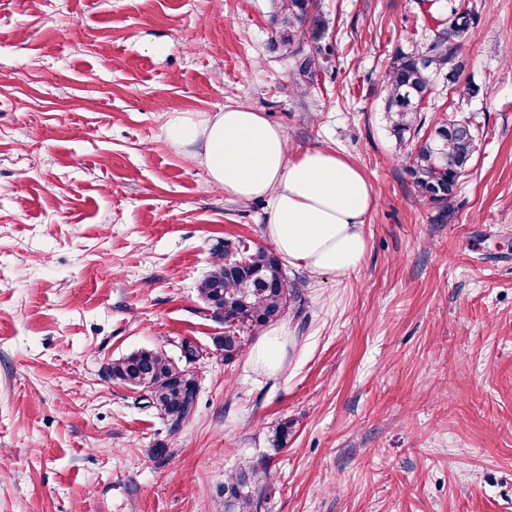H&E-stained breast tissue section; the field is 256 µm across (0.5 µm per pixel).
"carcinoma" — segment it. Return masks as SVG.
<instances>
[{
	"instance_id": "cac0c4a2",
	"label": "carcinoma",
	"mask_w": 512,
	"mask_h": 512,
	"mask_svg": "<svg viewBox=\"0 0 512 512\" xmlns=\"http://www.w3.org/2000/svg\"><path fill=\"white\" fill-rule=\"evenodd\" d=\"M470 14L453 7L444 28L425 47L412 52H397L384 79L385 110L390 133L399 146L417 137L424 126L421 116L425 100L432 93L433 75L442 71L453 77L460 67L458 42L469 34ZM281 43L292 57L300 55L296 41L304 36L314 43V53L299 60L298 74L315 72L327 61L320 45L329 22L319 12L315 0H281ZM478 126L470 120L448 119L410 152L408 173L419 195L438 210L437 221L448 222L450 201L460 179L476 153ZM198 294L211 310L210 316L224 324L220 349L224 362H234L248 337L280 320L296 288L284 273L279 257L262 248H251L243 241L217 251L213 269L200 283ZM198 350L185 342L174 358L158 349L133 352L110 365L112 380L133 390L145 389L139 400L156 409L172 433L178 432L195 414L198 391L193 388L192 370ZM293 433L286 420L276 428L272 442L283 448ZM271 471L245 467L227 475L222 486L224 512H258L265 493L272 490Z\"/></svg>"
}]
</instances>
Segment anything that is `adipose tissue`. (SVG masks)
<instances>
[{
  "instance_id": "obj_1",
  "label": "adipose tissue",
  "mask_w": 512,
  "mask_h": 512,
  "mask_svg": "<svg viewBox=\"0 0 512 512\" xmlns=\"http://www.w3.org/2000/svg\"><path fill=\"white\" fill-rule=\"evenodd\" d=\"M166 133L174 144L198 147L226 197L266 199L265 234L289 265L340 277L362 266L375 197L357 166L320 148L289 154L285 132L244 106L172 116Z\"/></svg>"
}]
</instances>
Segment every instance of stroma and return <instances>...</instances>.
Instances as JSON below:
<instances>
[{
	"label": "stroma",
	"mask_w": 512,
	"mask_h": 512,
	"mask_svg": "<svg viewBox=\"0 0 512 512\" xmlns=\"http://www.w3.org/2000/svg\"><path fill=\"white\" fill-rule=\"evenodd\" d=\"M277 2L0 0V512H224L240 466L274 474L260 512H512V0H462L463 66L425 102L479 127L445 224L381 88L449 0H319L329 61L299 93ZM236 105L377 198L359 270L286 267L275 375L254 335L225 364L197 294L225 242L269 247L266 203L225 198L165 131ZM186 341L199 399L172 434L108 368Z\"/></svg>",
	"instance_id": "obj_1"
}]
</instances>
